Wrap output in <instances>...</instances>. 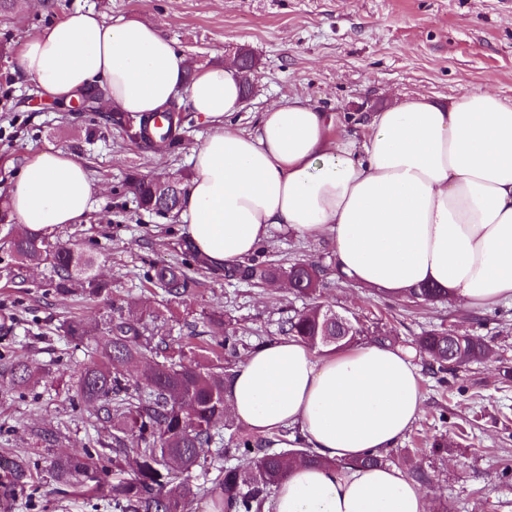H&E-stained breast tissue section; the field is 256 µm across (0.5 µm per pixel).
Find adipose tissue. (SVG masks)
<instances>
[{"mask_svg":"<svg viewBox=\"0 0 512 512\" xmlns=\"http://www.w3.org/2000/svg\"><path fill=\"white\" fill-rule=\"evenodd\" d=\"M18 65L50 100L102 82L109 106L142 117L183 91L191 111L217 122L192 151L180 205L212 267L242 263L283 224L328 236L339 274L358 286L399 296L429 283L469 308L512 303V104L494 94L397 101L374 113L360 143L332 138L333 115L297 97L246 132L224 123L244 101L235 63L191 68L158 28L92 9L35 31ZM93 196L85 168L58 150L25 166L9 203L24 232L48 235L80 221ZM226 407L255 436L296 428L328 460L291 467L275 512H428L400 469L357 464L394 446L422 412L418 370L401 348L263 344L235 368Z\"/></svg>","mask_w":512,"mask_h":512,"instance_id":"adipose-tissue-1","label":"adipose tissue"}]
</instances>
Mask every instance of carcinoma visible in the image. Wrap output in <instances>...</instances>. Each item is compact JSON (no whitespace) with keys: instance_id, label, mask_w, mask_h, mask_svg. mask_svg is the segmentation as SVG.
Listing matches in <instances>:
<instances>
[{"instance_id":"carcinoma-1","label":"carcinoma","mask_w":512,"mask_h":512,"mask_svg":"<svg viewBox=\"0 0 512 512\" xmlns=\"http://www.w3.org/2000/svg\"><path fill=\"white\" fill-rule=\"evenodd\" d=\"M134 144L151 149L159 144L175 147L181 140V125L164 124L145 136V118L126 112L109 117ZM125 195L137 207L164 214L179 208L186 189L179 178H159L138 172L128 174L122 184ZM10 255L17 270L48 264L53 271L51 286L56 297L65 300L83 295L95 298L108 292L109 284L93 272L95 257L48 241V237L15 233L9 240ZM187 265L158 264L150 279L170 299H182L192 287ZM227 280L255 282L274 288L288 278L296 281V292L312 299L303 310L288 317L285 332L313 348L342 350L360 342L364 328L351 319L343 328L329 320L332 306L317 301L325 286L320 271L311 264L295 262L287 267L252 262L224 271ZM414 301L431 303L446 298L445 290L421 284L409 289ZM70 336H100L96 359L76 371L74 398L90 407L97 420L113 430L112 448H90L83 453L61 452L54 457L50 478L60 487L79 484L91 492L104 491L112 512H190L194 501L207 498L211 512H265L275 488L294 462L319 463L320 456L305 445L290 448L288 432L281 433L282 448L251 436L232 437L220 448L215 443L216 426L226 418L225 384L231 376L229 364L237 352V330H224L225 364L201 367L193 351L170 350L164 339L141 320L114 318L106 327L97 322H69L62 325ZM421 353L437 374H447L492 353L491 346L474 336L451 330L426 333L416 339ZM142 365L143 388H130L123 369ZM35 372L25 363L12 367V383L24 391ZM215 453L229 465L211 485L195 484L190 474L209 469ZM124 477L112 483L101 477L102 462ZM0 470L19 486L31 475V461L24 457L0 459Z\"/></svg>"}]
</instances>
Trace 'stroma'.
I'll return each instance as SVG.
<instances>
[{
	"label": "stroma",
	"instance_id": "1",
	"mask_svg": "<svg viewBox=\"0 0 512 512\" xmlns=\"http://www.w3.org/2000/svg\"><path fill=\"white\" fill-rule=\"evenodd\" d=\"M87 8L111 21L134 16L156 26L195 66H218L250 48L259 61L254 93L232 118L246 131L272 103L293 97L330 112L339 137L357 141L371 113L394 99L418 94L444 104L487 91L512 103V0H43L38 8L15 0L0 11V196L40 153L60 150L83 164L96 189L93 208L54 235L93 254L96 273L112 286L106 299L60 301L49 290L52 269L42 265L28 269L25 287H15L14 262L0 248V456L26 455L37 474L11 495V512H112L107 501L57 490L48 474L60 449L80 452L112 440L110 429L87 422V407L69 404L74 371L95 357L97 344L65 335L63 323L110 320L113 306L132 298L131 318L162 313L173 347L215 346L208 317L216 313L238 329L248 351L282 338V323L306 304L289 288L269 291L206 269L192 271V290L174 302L147 280L152 264L183 261L186 234L178 215L139 210L120 184L133 170L191 177L190 149L216 125L178 96L180 146L145 152L106 122V109L74 111L42 97L19 71L23 43ZM254 259L310 262L326 283L320 302L389 331L412 352L423 412L390 453L397 468L414 461L431 474L423 488L428 512H512V378L504 376L512 368L511 303L464 309L354 285L338 275L329 239H302L281 225ZM443 329L483 339L492 357L434 375L414 339ZM18 361L43 374L22 394L11 383ZM46 430L59 433L58 444L43 439ZM440 438L446 447H436Z\"/></svg>",
	"mask_w": 512,
	"mask_h": 512
}]
</instances>
